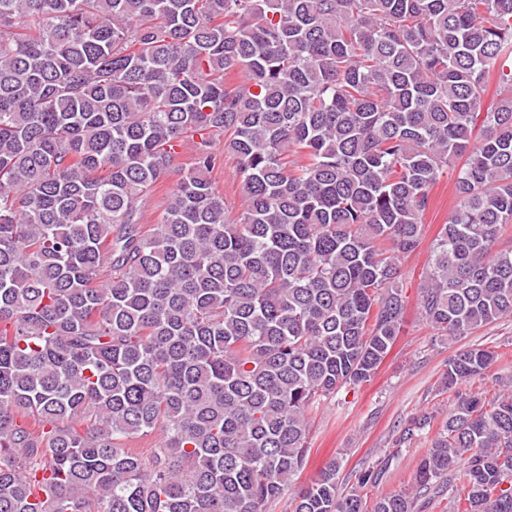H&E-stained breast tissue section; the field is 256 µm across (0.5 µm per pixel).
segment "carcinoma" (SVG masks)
<instances>
[{
  "instance_id": "1",
  "label": "carcinoma",
  "mask_w": 512,
  "mask_h": 512,
  "mask_svg": "<svg viewBox=\"0 0 512 512\" xmlns=\"http://www.w3.org/2000/svg\"><path fill=\"white\" fill-rule=\"evenodd\" d=\"M510 58L512 0H0V512H420L440 487L512 512V381L460 389L480 346L448 360L411 491L368 507L385 468L343 494L341 458L296 485L310 411L399 335L447 174L421 318L453 340L512 316ZM211 150L222 155V162L210 174L209 178L216 192L224 197L227 215L236 218L242 201V182L233 157L224 150V137L214 140ZM172 187V181L159 183L154 191L139 202L138 208L142 215V224H157L164 212V196Z\"/></svg>"
}]
</instances>
